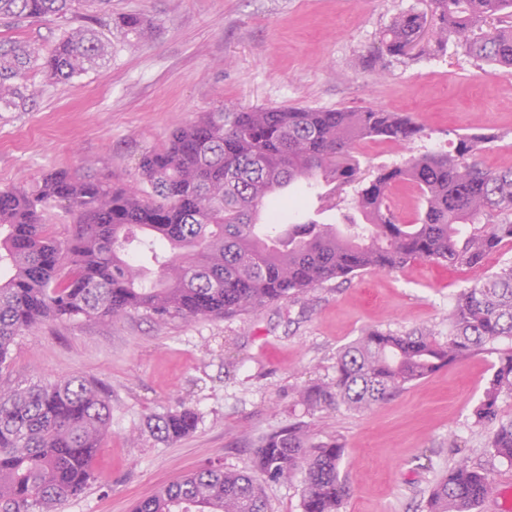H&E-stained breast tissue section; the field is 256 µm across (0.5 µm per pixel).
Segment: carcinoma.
<instances>
[{"label":"carcinoma","instance_id":"obj_1","mask_svg":"<svg viewBox=\"0 0 512 512\" xmlns=\"http://www.w3.org/2000/svg\"><path fill=\"white\" fill-rule=\"evenodd\" d=\"M73 0H0V21L65 16ZM438 44L512 68V0H430ZM126 35L148 41L153 22L119 18ZM427 20L396 17L381 43L403 56L420 42ZM106 55L97 31L72 27L45 54L26 42L0 40V112H19L37 96L29 71L68 81ZM423 127L410 116L362 111L270 107L205 112L177 127L161 147L141 156L138 184L126 186L67 168L45 172L32 192L0 190V512H49L83 492L107 434V400L80 376L20 390L5 384L11 344L46 321L101 322L131 312L165 322L254 313L327 283L366 271L394 272L422 260L456 268L480 265L512 241V166L479 161L483 137L460 134L452 153L426 152L402 166L364 177L357 144L378 139L405 145ZM304 181L359 190L335 202L337 222L308 214L292 220L266 201ZM402 182L419 191L416 219L405 223L389 204ZM52 206L73 215L58 237L45 219ZM159 266L153 279L144 257ZM512 265L457 293L448 337L429 332L367 330L336 355V377L297 392L309 411L369 409L478 351L498 354L474 409L489 429L492 456L512 463V418L499 400L512 396ZM188 408L149 418L164 442L197 426ZM344 448L303 422L281 427L255 448L251 472L207 464L138 501L133 512H269L260 480L304 473L302 512H339L349 489L341 475ZM496 492L487 472L460 461L433 482L426 512H475Z\"/></svg>","mask_w":512,"mask_h":512}]
</instances>
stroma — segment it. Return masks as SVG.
Segmentation results:
<instances>
[{
  "label": "stroma",
  "instance_id": "1",
  "mask_svg": "<svg viewBox=\"0 0 512 512\" xmlns=\"http://www.w3.org/2000/svg\"><path fill=\"white\" fill-rule=\"evenodd\" d=\"M109 9L101 65L62 82L32 68L35 100L26 111L0 112V189L32 191L45 171H79L87 160L134 183L143 153L222 108H375L423 125L407 146L363 141L357 151L369 174L453 150L463 133L493 134L484 166L512 165V68L491 69L453 43H429L414 56L381 53L380 33L393 18L429 13L430 0H111ZM96 12L81 0L67 21L0 26V38L44 49ZM128 13L154 19L147 44L121 30L117 19ZM373 54L382 57L377 72L366 64ZM511 261L508 243L475 268L419 261L391 274L367 271L255 314L161 323L134 312L25 332L10 347L12 385L82 376L111 408L87 488L52 512H132L137 500L207 463L251 470L259 441L294 421L342 443L350 494L341 512H424L436 471L461 460L497 488L478 512H512V464L489 454V432L473 416L494 354L443 367L360 412L312 413L296 398L301 387L330 382L337 351L365 330L446 338L457 291ZM180 407L198 414L193 434L171 444L150 433L149 417Z\"/></svg>",
  "mask_w": 512,
  "mask_h": 512
}]
</instances>
